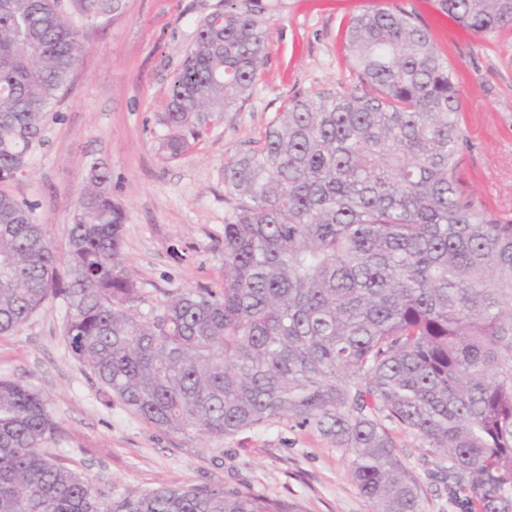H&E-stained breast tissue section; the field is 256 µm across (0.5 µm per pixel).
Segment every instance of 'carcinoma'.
<instances>
[{"mask_svg": "<svg viewBox=\"0 0 512 512\" xmlns=\"http://www.w3.org/2000/svg\"><path fill=\"white\" fill-rule=\"evenodd\" d=\"M435 2L479 37L512 27V0ZM266 10L224 0L200 22L160 116L169 157L249 96ZM81 48L63 0H0V182L29 168ZM346 48L367 90L292 99L224 166L236 205L217 288L134 308L126 214L98 166L62 256L32 206L0 192V335L59 298L104 397L162 431L314 428L350 455L372 512H425L397 423L443 461L459 512H512V220L460 182V93L416 17L376 0ZM57 433L44 396L0 379V512H296L221 482L109 500L44 452Z\"/></svg>", "mask_w": 512, "mask_h": 512, "instance_id": "obj_1", "label": "carcinoma"}]
</instances>
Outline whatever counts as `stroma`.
Masks as SVG:
<instances>
[{
  "instance_id": "35a3bbf8",
  "label": "stroma",
  "mask_w": 512,
  "mask_h": 512,
  "mask_svg": "<svg viewBox=\"0 0 512 512\" xmlns=\"http://www.w3.org/2000/svg\"><path fill=\"white\" fill-rule=\"evenodd\" d=\"M266 58L237 111L201 130L177 158L161 148L158 118L199 23L224 0H120L116 10L77 17L82 52L69 89L48 116L27 172L0 190L30 202L64 252L76 202L92 165L109 177L126 213L124 252L146 312L174 288L224 279V217L235 205L224 165L256 147L294 98L361 90L342 41L370 0H264ZM412 13L449 59L462 98L460 175L476 201L512 220V29L478 37L442 16L434 0H388ZM66 307L48 301L18 332L0 336V379L45 395L59 424L49 452L119 499L160 486L229 487L285 499L297 512H371L342 449L316 430L276 422L231 439L164 432L105 402L63 330ZM419 481L426 512H452L437 461L408 430L392 425Z\"/></svg>"
}]
</instances>
